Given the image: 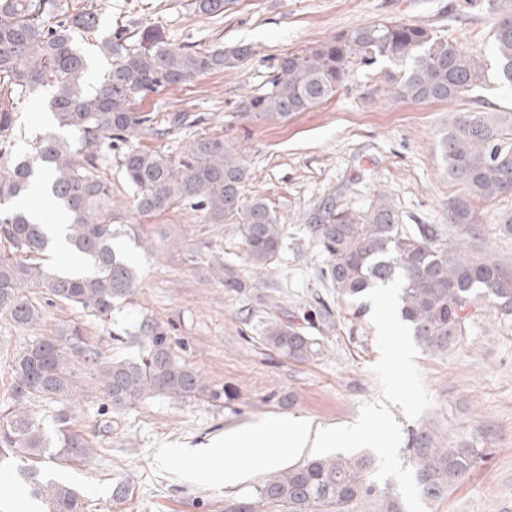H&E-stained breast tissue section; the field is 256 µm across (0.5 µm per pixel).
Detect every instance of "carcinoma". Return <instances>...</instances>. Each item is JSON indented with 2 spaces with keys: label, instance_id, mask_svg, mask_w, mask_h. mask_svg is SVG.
Listing matches in <instances>:
<instances>
[{
  "label": "carcinoma",
  "instance_id": "cac0c4a2",
  "mask_svg": "<svg viewBox=\"0 0 512 512\" xmlns=\"http://www.w3.org/2000/svg\"><path fill=\"white\" fill-rule=\"evenodd\" d=\"M467 2L493 14L498 75L512 85V9L498 0ZM224 4L191 0L190 6L201 16H215L224 13ZM103 8L100 0H0V315L22 327L41 319L25 294L28 288L101 320L134 295L138 275L120 244L126 235L123 216L112 209V181L105 177L114 158L137 214L187 205L206 224H236L255 269L268 267L282 252L283 225L264 200L244 197L248 169L223 138H196L176 157L148 149L142 140L172 136L194 122L182 112L160 116L135 107L150 93L236 68L255 50L249 44L200 50L169 42L154 28H118L98 41V54L111 66L99 87L88 92V61L75 40L99 32ZM380 61L388 63L384 92L416 103L454 101L488 78L481 58L422 23L380 19L277 59L263 88L240 101V111L281 119L307 112L347 88L354 70ZM41 91L48 95L57 132L38 138L29 155L16 156L15 112ZM438 145L448 182L463 192L448 202V226L459 228L457 235L445 237L436 224L405 230L382 192L362 214L329 197L306 217L312 239L326 255L321 276L337 295L355 301L374 285L403 276L402 319L430 354L447 352L464 335L469 308L482 304L512 317V256L481 250L472 232L478 216L468 204L471 198L495 200L512 193V112H453ZM40 178L65 215V241L80 262L77 270L46 262L53 243L45 225L17 205ZM209 267L226 288L253 287L222 260ZM332 317L322 301L305 325L275 316L265 322L263 340L304 362L322 342L309 329L317 323L331 327ZM125 336L140 346L138 358L105 359L82 329L70 324L29 344L15 360L13 405L0 413V459L33 462L46 456L66 465L95 457V443L70 428L76 360L93 372L114 413L147 397H217L179 359L165 325L144 318ZM32 398L58 404L55 438L23 410ZM404 452L420 498L429 502L448 496L479 458L475 448L445 447L429 424L410 430ZM373 467L367 455L312 457L267 477L255 497L229 503L224 512H256L264 505L279 512H352L364 501L377 502L378 512H404L399 493L370 478ZM19 479L43 512H83L74 486L33 466L19 470Z\"/></svg>",
  "mask_w": 512,
  "mask_h": 512
}]
</instances>
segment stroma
<instances>
[{
  "mask_svg": "<svg viewBox=\"0 0 512 512\" xmlns=\"http://www.w3.org/2000/svg\"><path fill=\"white\" fill-rule=\"evenodd\" d=\"M188 2L106 0L102 30L135 22L201 49L251 44L255 56L238 68L149 94L137 108L187 113L197 120L192 135L223 138L247 165L244 197L269 205L284 226V245L276 262L255 271L237 225L203 223L186 206L154 218L137 217L129 208L131 194L119 168L108 169L113 207L155 242L145 251L132 239L123 241L139 287L103 322L81 308L47 303L37 289H30L29 298L43 310L40 323L21 328L0 316V411L11 402L17 353L74 322L111 359L140 354L139 347L117 344L113 333L144 318L163 323L180 358L220 397H155L115 414L89 371L77 368L81 392L71 427L99 443L100 450L88 464L59 467L47 461L43 468L48 477L80 490L85 512H224L229 501L252 496L261 477L218 491L198 487L155 472L157 444L198 449L272 416L349 425L362 404L379 401L371 372L379 359L372 305L338 298L322 281L326 260L310 236L306 217L328 196L364 210L384 191L404 228L447 227L448 199L458 189L444 173L437 141L449 112L512 110V86L494 75L484 89L452 103L384 95L380 64L358 69L348 88L285 119L239 110L242 97L264 84L276 58L379 19L420 22L493 64V17L465 0H228L217 17L199 16ZM49 128L43 102L24 101L15 116L17 151L28 150L32 137ZM474 207L484 228L482 244L512 253V237L500 235L496 227L501 213L512 212V196L478 200ZM212 253L249 279L251 288L236 292L212 279L207 265ZM319 299L331 304L335 325L317 356L300 363L265 344L264 321L307 315ZM416 364L433 405L416 422L396 405L390 408L393 417L403 430L430 424L448 447L480 451L469 478L448 497L426 504L425 512H512V318L478 307L456 346L443 354L419 351ZM120 482L132 487L123 501L112 496Z\"/></svg>",
  "mask_w": 512,
  "mask_h": 512,
  "instance_id": "1",
  "label": "stroma"
}]
</instances>
